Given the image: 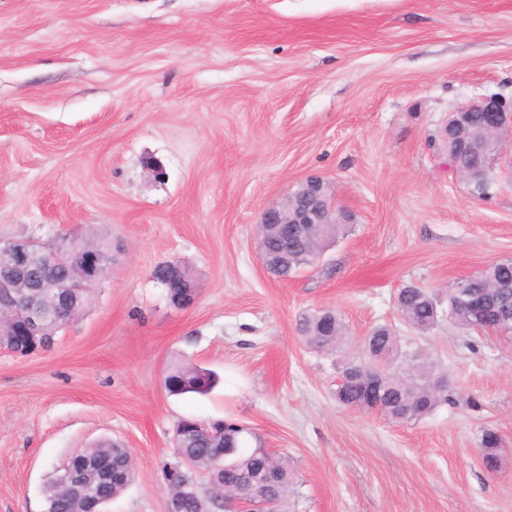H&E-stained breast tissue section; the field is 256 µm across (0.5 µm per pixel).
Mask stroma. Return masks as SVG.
<instances>
[{"label": "stroma", "mask_w": 512, "mask_h": 512, "mask_svg": "<svg viewBox=\"0 0 512 512\" xmlns=\"http://www.w3.org/2000/svg\"><path fill=\"white\" fill-rule=\"evenodd\" d=\"M492 93L512 99V0H0V240L120 246L50 350L0 354V512H45L49 473L102 438L135 467L108 512H164L184 417L250 428L292 475L287 512H512V332L421 333L395 306L512 259V141L482 196L441 135ZM311 176L351 228L279 278L261 214ZM173 259L199 277L187 309L150 277ZM323 308L352 351L391 327L448 403L408 422L342 405L338 354L296 330ZM175 361L220 382L169 395ZM500 443L501 439L494 431L487 430L482 434L480 452L486 468L493 467L497 470L499 465L498 450L500 448ZM494 469H490L489 472H496Z\"/></svg>", "instance_id": "35a3bbf8"}]
</instances>
